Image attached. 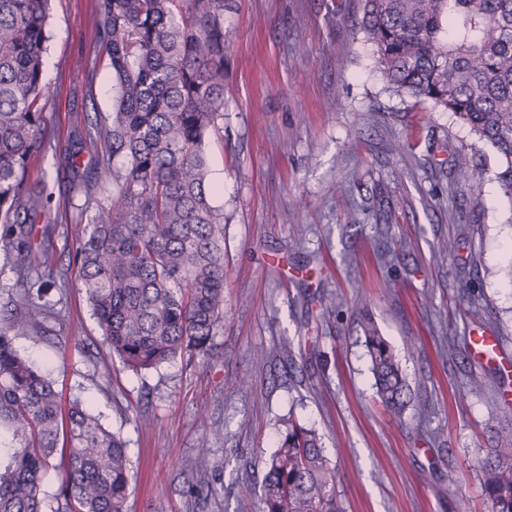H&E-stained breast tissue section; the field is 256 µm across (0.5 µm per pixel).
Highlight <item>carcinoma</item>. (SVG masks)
<instances>
[{"label":"carcinoma","mask_w":512,"mask_h":512,"mask_svg":"<svg viewBox=\"0 0 512 512\" xmlns=\"http://www.w3.org/2000/svg\"><path fill=\"white\" fill-rule=\"evenodd\" d=\"M49 2L0 0V252L13 279L0 310V430L11 436L0 443V512H123L125 441L80 399L62 408L55 382L13 346L47 333L59 276L52 196L29 170L53 150L81 211H93L73 230L74 261L112 355L136 373L210 359L224 324V216L210 201L204 146L224 122V0H98L112 111L85 117L63 150L46 122ZM359 30L386 83L450 113L504 159L497 180L512 200V0H364ZM82 154L94 169L80 171ZM363 331L376 394L398 416L409 386L371 319ZM57 454L49 499L43 479ZM481 472L492 512H512V426L496 433ZM194 473L204 486V447ZM262 497L263 512H342L316 430L288 419Z\"/></svg>","instance_id":"carcinoma-1"}]
</instances>
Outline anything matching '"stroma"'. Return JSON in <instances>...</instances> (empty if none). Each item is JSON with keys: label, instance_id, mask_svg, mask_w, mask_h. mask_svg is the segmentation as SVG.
Masks as SVG:
<instances>
[{"label": "stroma", "instance_id": "stroma-1", "mask_svg": "<svg viewBox=\"0 0 512 512\" xmlns=\"http://www.w3.org/2000/svg\"><path fill=\"white\" fill-rule=\"evenodd\" d=\"M97 3L52 0L43 80L63 143L112 109ZM361 17V0H224V127L206 145L224 212V326L209 363L101 372L109 350L73 262L86 217L52 154L34 163L65 287L50 293L49 333L14 345L125 440L124 512H262L264 461L290 416L318 431L344 512H455L462 497L491 512L480 462L512 377L475 361L470 334L512 354V201L493 150L382 79ZM461 152L483 180L456 166ZM365 311L410 385L402 415L375 393ZM203 445L209 483L194 493Z\"/></svg>", "mask_w": 512, "mask_h": 512}]
</instances>
